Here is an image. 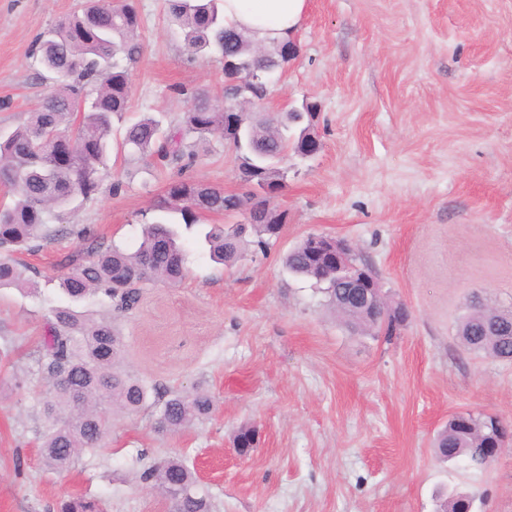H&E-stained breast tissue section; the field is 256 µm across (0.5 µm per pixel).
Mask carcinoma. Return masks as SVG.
Wrapping results in <instances>:
<instances>
[{
	"instance_id": "1",
	"label": "carcinoma",
	"mask_w": 512,
	"mask_h": 512,
	"mask_svg": "<svg viewBox=\"0 0 512 512\" xmlns=\"http://www.w3.org/2000/svg\"><path fill=\"white\" fill-rule=\"evenodd\" d=\"M171 21L193 54H215L238 63L226 77L247 80L274 73L287 63L282 45L267 49L247 35L224 25L222 0H168ZM141 18L135 0H84L80 10L40 34L33 55L58 83V89L39 104L30 119L0 135V185L13 202L0 207V249L19 247L47 237L48 228L84 239L86 228L65 223L68 212L94 200L108 176L112 151V118L129 112L131 67L143 52ZM187 103L178 129L165 131L158 120L145 116L123 128L120 149L128 158H150L175 171L161 211L181 215L185 229L199 224L200 214L257 211L262 224L214 225L205 233L213 259L231 266L245 254H268L285 227V213L271 206L283 187L282 163L292 152L308 157L304 137L318 105L313 102L262 117L236 108L238 123L230 121L224 104L214 103L198 89L176 86ZM216 137L234 148L244 194L226 193L186 175L198 155L191 137ZM186 252L175 224L159 218L143 225L139 245L129 251L99 242L68 256L57 287L69 304L51 310L49 336L39 372L48 386L42 402L45 430L42 458L61 470L84 453H92L108 434L112 413L144 408L156 388L121 370L123 342L112 317L90 318L74 305L91 295L109 300L114 314L134 310L146 285L175 284L185 276ZM289 273L314 281L327 305L351 331L381 336L389 343L397 325L390 314L378 316L365 307L344 305L331 256L311 252L302 238L282 257ZM21 263L0 255V288H31ZM457 336L469 351L500 361H512V307L469 303L459 319ZM213 406L205 391L172 392L154 422L159 434L180 431L207 416ZM494 437L483 413L459 412L448 419L434 448L441 459L464 457L483 469L492 460L488 448ZM141 481L160 490L172 512H211L209 495L180 460L151 466ZM60 512H104L100 501L84 497L61 504Z\"/></svg>"
}]
</instances>
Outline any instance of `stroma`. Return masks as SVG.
<instances>
[{
  "mask_svg": "<svg viewBox=\"0 0 512 512\" xmlns=\"http://www.w3.org/2000/svg\"><path fill=\"white\" fill-rule=\"evenodd\" d=\"M78 0H0V130L24 123L56 85L40 79L37 36ZM144 53L127 117L177 126L184 85L224 97L217 56L191 55L163 0H137ZM260 109L314 100L319 151L289 158L274 198L288 222L267 255L224 267L203 237L186 238L188 275L147 285L115 319L123 368L169 392L201 388L213 409L168 434L157 407L116 417L104 444L70 468H47L40 344L54 280L74 237L27 256L39 291L0 290V512H59L87 496L109 512H169L140 475L181 458L212 512H437L466 492L477 512H512V450L485 470L439 461L433 440L450 415L485 412L512 423V363L465 350L457 321L472 292L512 306V0H309ZM195 178L244 193L235 154L197 147ZM123 182L76 213L97 238L135 248L173 178L149 159L111 154ZM310 233L347 240L408 311L392 342L358 336L281 255ZM255 427L248 454L236 432Z\"/></svg>",
  "mask_w": 512,
  "mask_h": 512,
  "instance_id": "stroma-1",
  "label": "stroma"
}]
</instances>
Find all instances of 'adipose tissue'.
I'll list each match as a JSON object with an SVG mask.
<instances>
[{"instance_id":"adipose-tissue-1","label":"adipose tissue","mask_w":512,"mask_h":512,"mask_svg":"<svg viewBox=\"0 0 512 512\" xmlns=\"http://www.w3.org/2000/svg\"><path fill=\"white\" fill-rule=\"evenodd\" d=\"M308 0H223L224 21L261 43H285L299 29Z\"/></svg>"}]
</instances>
